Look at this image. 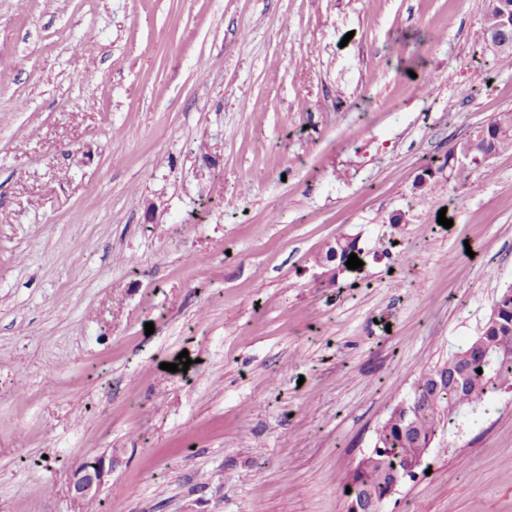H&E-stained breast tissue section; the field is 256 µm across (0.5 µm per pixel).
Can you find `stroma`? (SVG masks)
<instances>
[{
    "label": "stroma",
    "instance_id": "35a3bbf8",
    "mask_svg": "<svg viewBox=\"0 0 512 512\" xmlns=\"http://www.w3.org/2000/svg\"><path fill=\"white\" fill-rule=\"evenodd\" d=\"M485 5L0 0V512H348L512 281V149L414 189L512 110ZM340 237L363 265L331 286ZM428 463L383 512H512V391ZM357 241L353 238H337L336 239V253L331 255V250L327 249L325 253H318L314 257V265L317 267L318 263L324 265L321 272L327 273V282L335 285L340 269L346 265L349 255L356 250ZM112 456L98 457L75 470L70 481V492L79 500L95 498L112 475Z\"/></svg>",
    "mask_w": 512,
    "mask_h": 512
}]
</instances>
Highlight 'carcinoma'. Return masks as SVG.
I'll return each instance as SVG.
<instances>
[{"instance_id":"cac0c4a2","label":"carcinoma","mask_w":512,"mask_h":512,"mask_svg":"<svg viewBox=\"0 0 512 512\" xmlns=\"http://www.w3.org/2000/svg\"><path fill=\"white\" fill-rule=\"evenodd\" d=\"M499 24L498 10L486 6L483 40L490 39ZM465 143L476 144L469 161H458L450 150L440 166L460 183L465 181L464 172L491 174L489 159L512 147V111L497 113ZM356 245L354 238H338L336 253L328 249L314 257V263L323 264L329 284H335ZM508 389H512V285L500 292L480 333L448 359L424 371L413 395L390 409L375 432L373 448L347 476L344 487L351 488L349 504L358 505L363 512H382L394 483L412 480L422 470L441 425Z\"/></svg>"}]
</instances>
